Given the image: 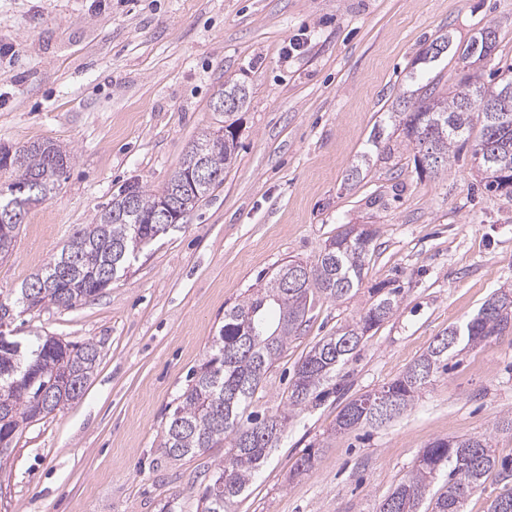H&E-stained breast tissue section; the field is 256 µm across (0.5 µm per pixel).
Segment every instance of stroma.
Instances as JSON below:
<instances>
[{
  "instance_id": "stroma-1",
  "label": "stroma",
  "mask_w": 512,
  "mask_h": 512,
  "mask_svg": "<svg viewBox=\"0 0 512 512\" xmlns=\"http://www.w3.org/2000/svg\"><path fill=\"white\" fill-rule=\"evenodd\" d=\"M0 0V146L52 141L71 160L57 192L28 208L0 296L43 268L124 185L162 189L203 132L225 82L248 100L224 181L177 228L145 246L94 298L18 314L8 336L94 342L82 396L19 433L0 466V512H196L223 449L177 463L163 430L224 312L288 260L314 262L349 225L379 229L351 300L316 301L251 411H282L298 361L355 317L384 283L397 312L336 370V391L292 413L233 512H376L438 438L488 436L512 458V337L448 361L399 417L334 429L352 398L402 374L448 327L512 284V196L486 191L469 158L415 168L412 147L346 177L441 34L465 43L495 25L512 65V0ZM305 47L287 57L295 35ZM313 468L291 477L305 452Z\"/></svg>"
}]
</instances>
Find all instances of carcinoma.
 <instances>
[{
  "instance_id": "1",
  "label": "carcinoma",
  "mask_w": 512,
  "mask_h": 512,
  "mask_svg": "<svg viewBox=\"0 0 512 512\" xmlns=\"http://www.w3.org/2000/svg\"><path fill=\"white\" fill-rule=\"evenodd\" d=\"M499 37H494L485 55H471L472 42L453 47L463 74L438 90L433 76L424 84L409 73L413 88L400 94L389 112L394 130L401 131L417 150L416 166L438 175L448 170L463 152H482L480 167L484 186L512 195V101L507 112H484L481 95L512 83V67L495 66ZM494 66L495 82L486 85L471 71L476 64ZM224 98V128L236 130L235 113L242 110L248 90L226 83L215 99ZM392 135L377 127L368 147L348 174L355 183L372 154H391ZM234 145L222 144L205 151V160L215 179L189 186L190 157H184L167 185L153 193L139 185H126L96 216L94 223L77 228L60 254L19 289L18 297L0 299V327L14 320L16 309L41 308L48 304H76L97 296L108 287V274L129 267L143 246L154 241V225L140 220L152 214L162 201L177 195L181 214L195 208L215 186L224 182ZM25 172L35 179L27 190V205L43 202L60 186L69 163L67 154L51 142H33L17 148ZM23 219L0 221V257L10 255L16 230ZM379 230L368 224L347 227L328 239L311 275L300 283L290 277L302 264L290 259L282 264L257 295L247 297L224 312V325L214 337L210 351L191 370L189 383L179 396L162 434L159 450L172 461L201 455L224 447V460L215 465L210 482L199 498L200 512H228L235 499L260 471L267 450L278 442L288 425V410L317 400L322 386L345 364L372 331L398 309V289H376L379 297L336 332L322 337L298 362L287 399V409L261 417L248 412L268 372L307 322L314 298L343 302L361 286L368 258L374 251ZM262 331L249 335L251 326ZM512 334V289H500L487 299L477 314L460 327L436 337L427 350L402 374L385 383L378 392L362 394L347 402L336 416V430L379 423L360 404L384 394L395 403L397 414L411 407L421 390L440 372L448 371V359L458 348ZM97 345L65 342L54 336L19 339L0 335V464L8 460L22 427L61 409L78 398L95 370ZM493 470L512 476V460L496 456L486 437L437 439L424 448L413 470L380 502L377 512H420L438 475L445 484L437 493L432 512H461L464 502L481 488Z\"/></svg>"
}]
</instances>
